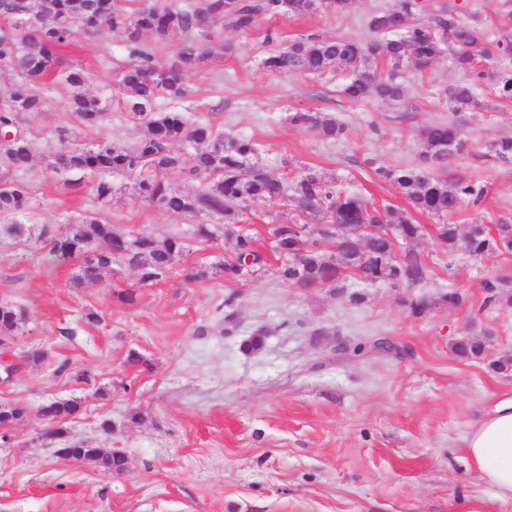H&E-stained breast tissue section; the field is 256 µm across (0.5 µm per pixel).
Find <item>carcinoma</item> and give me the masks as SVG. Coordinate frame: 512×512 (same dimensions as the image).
I'll list each match as a JSON object with an SVG mask.
<instances>
[{
  "instance_id": "carcinoma-1",
  "label": "carcinoma",
  "mask_w": 512,
  "mask_h": 512,
  "mask_svg": "<svg viewBox=\"0 0 512 512\" xmlns=\"http://www.w3.org/2000/svg\"><path fill=\"white\" fill-rule=\"evenodd\" d=\"M35 23L19 28L20 10ZM319 10L316 0H199L196 4L142 5L129 12L115 0H0V68L14 72L16 83L6 100L0 103V127L15 137L0 141V234L21 238L31 235L26 225L32 210L31 187L16 176L25 174L33 160V145L23 122L45 111L47 100L42 87L61 84L69 90L67 110L84 127H99L108 109L101 99L84 91L89 73L79 66H65L61 52L82 34L97 32L102 23L125 36L129 65L115 81L112 94L123 101L146 134L131 145L103 140L91 149L69 146L72 133L67 128L55 131L66 144L51 162L54 171H78L99 176L93 192L101 204L112 201L116 188L108 179L122 174L133 181L141 201L157 206L181 218L230 216L250 203L271 201L292 192L300 215L322 217V228L311 237L310 227L296 221L279 224L274 232L275 252L283 257L280 277L298 288L330 287L344 291L353 280L364 284H385L392 288L410 287L425 279L422 255L411 247L426 229L411 217L425 214L440 220L434 233L448 252L464 249L472 257L491 252H512V223L500 219L497 234L470 225L465 232L448 223V217L466 206L478 207L487 189L475 181L444 173L448 159L466 147L462 130L455 123H438L422 133L424 151L420 164L401 169H385L373 158L364 164L375 174L393 182L402 192L408 209L376 206L348 190L339 177H328L312 167L295 169L290 181L267 166L250 163L257 153L256 144L243 137L222 136L210 123L190 121L181 112H158L156 101L166 95L182 99L187 90L181 81L183 71L200 65L211 56L207 43L212 35L199 23L206 17L220 20L224 26L245 32L267 15L304 17ZM371 36L365 39L309 37L296 41L288 50L268 56L263 65L280 73L322 74L334 68L348 72L345 95L354 100L376 99L396 102L405 89L396 72L411 59L434 61L448 48L456 67L473 71L474 79L451 83L442 90L454 112L480 109L479 84L485 74L476 70V56L512 59V41H491L483 46L474 25L457 19L449 4L430 6L418 0H398L396 7L379 10L368 20ZM155 43L178 37L174 60L164 69L153 65L152 47L142 43L143 33ZM498 96L512 101V67L497 71L493 77ZM295 125L316 128L329 139H339L345 126L321 112H295L288 116ZM180 142L184 149L173 145ZM491 156L512 157V138H500L489 145ZM179 171L197 183L191 189L173 187L165 178ZM370 225L375 231L364 241L358 235H338L336 225ZM385 224L398 225L400 256ZM122 234L111 224L90 215L70 219L69 232L49 239L50 253L63 257H83L74 282L89 277L88 264L95 262L103 270L112 266L108 247L116 246ZM236 263L224 264L227 277L238 278L263 261L252 238L236 237ZM105 245L87 255L92 244ZM184 250L178 237L158 242L138 236L126 248L123 258L140 271V281L150 284L171 270L175 258ZM23 315L15 307L0 304V340L5 342L18 330ZM488 344L480 339L453 343L452 351L460 359H482ZM78 408L76 402L54 401L42 408L52 424V435L64 436L59 424ZM77 448L79 458L102 462L115 471L125 468L122 454L105 453L73 442L64 448Z\"/></svg>"
}]
</instances>
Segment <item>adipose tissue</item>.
Here are the masks:
<instances>
[{"label":"adipose tissue","instance_id":"ef3b65f1","mask_svg":"<svg viewBox=\"0 0 512 512\" xmlns=\"http://www.w3.org/2000/svg\"><path fill=\"white\" fill-rule=\"evenodd\" d=\"M470 464L498 498L512 500V398L500 400L467 438Z\"/></svg>","mask_w":512,"mask_h":512}]
</instances>
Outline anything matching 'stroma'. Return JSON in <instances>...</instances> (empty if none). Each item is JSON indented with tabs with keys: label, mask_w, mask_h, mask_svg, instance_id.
<instances>
[{
	"label": "stroma",
	"mask_w": 512,
	"mask_h": 512,
	"mask_svg": "<svg viewBox=\"0 0 512 512\" xmlns=\"http://www.w3.org/2000/svg\"><path fill=\"white\" fill-rule=\"evenodd\" d=\"M397 2L353 0L340 15L265 17L245 33L213 21V56L185 72L186 99L160 98L157 109L255 141L260 164L338 175L367 201L397 208L406 205L401 191L365 158L388 169L415 165L422 129L456 119L467 148L449 167L488 194L453 223L512 218V159L485 149L512 137V103L485 81L487 108L454 115L438 96L467 78L451 50L422 73L401 72L405 98L394 103L350 101L343 69L316 78L263 67L295 40L366 37L370 14ZM452 2L461 20H476L481 42L512 39V0ZM62 58L89 71L85 91L94 96L108 95L128 62L123 35L105 25ZM66 96L64 87L49 89L44 114L26 125L32 223L62 236L69 217L95 212L125 234L181 237L185 249L155 284L141 285L139 271L120 261L76 286L79 259L52 257L32 240H0V304L24 315L9 341L18 369L0 382V404L27 410L0 441V512H512V500L499 499L466 454L483 413L512 397V375L489 364L512 352V305L488 301L483 288L489 279L512 286V254L448 252L432 232L434 219L420 214L427 232L413 247L428 271L419 284L363 287L358 304L346 291L291 286L279 276L273 238L276 225L296 215L291 196L223 218L213 239L196 236L195 221L139 202L122 176L111 204L100 207L94 176L50 167L60 149L53 130L75 128ZM292 112L331 113L347 133L324 139L290 123ZM75 130L89 146L142 133L118 104L101 127ZM241 233L254 238L264 263L231 279L224 264ZM450 292L462 295L461 306L443 302ZM421 299L427 311L413 314L410 301ZM90 311L100 322L87 321ZM486 328L488 358L453 354V342ZM341 343L362 350L338 351ZM35 348L44 356L34 363L27 355ZM73 398L82 410L65 424L69 437L121 451L123 472L56 457L59 443L46 436L40 410Z\"/></svg>",
	"instance_id": "35a3bbf8"
}]
</instances>
